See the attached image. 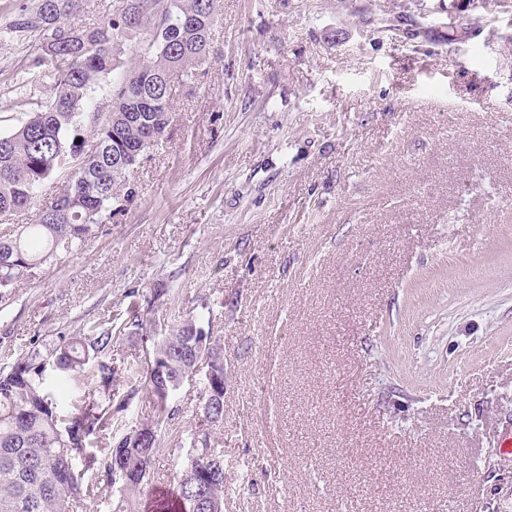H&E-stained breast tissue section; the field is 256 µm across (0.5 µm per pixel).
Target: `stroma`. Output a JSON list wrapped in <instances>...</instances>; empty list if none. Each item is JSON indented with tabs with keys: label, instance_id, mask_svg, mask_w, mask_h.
Returning <instances> with one entry per match:
<instances>
[{
	"label": "stroma",
	"instance_id": "1",
	"mask_svg": "<svg viewBox=\"0 0 512 512\" xmlns=\"http://www.w3.org/2000/svg\"><path fill=\"white\" fill-rule=\"evenodd\" d=\"M216 10L137 196L0 294V367L134 300L161 335L193 315L224 344V512H512V0ZM41 53L0 37V133L52 92ZM171 403L135 512L186 458L198 387Z\"/></svg>",
	"mask_w": 512,
	"mask_h": 512
}]
</instances>
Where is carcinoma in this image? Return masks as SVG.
<instances>
[{
  "label": "carcinoma",
  "mask_w": 512,
  "mask_h": 512,
  "mask_svg": "<svg viewBox=\"0 0 512 512\" xmlns=\"http://www.w3.org/2000/svg\"><path fill=\"white\" fill-rule=\"evenodd\" d=\"M73 0H40L36 10L21 13L0 36L36 33L44 55L33 71L55 70L53 94L36 102L34 112L18 128L0 133V217L34 210L13 239L0 240V291L7 292L49 260L78 253L94 236L84 223L90 214L104 217L114 204L135 195L130 171L145 150L147 131L160 143L170 123L171 79L192 74L191 66L206 56L217 12L216 0H119L114 13L94 27L69 20ZM142 30L139 62L112 85V113L103 124L90 120V94L97 80L115 71L131 32ZM87 138L98 142L84 155ZM78 161V169L50 205L37 207L44 185ZM152 325L131 302L129 319L114 327L102 321L84 334L60 336L35 344L0 368V512H130V497L148 485L145 468L160 448L161 428L179 408L156 396L172 389L199 365L210 371L202 389L207 405H199L197 421L187 434L190 453L177 475V489L155 495L152 512H204L224 504V469L197 477L191 460L224 462L217 421L204 413L224 403V347L191 316L166 336H155L152 353L162 374L147 384L144 367L112 358L113 329H132L141 336ZM97 381V396L62 400L55 383ZM153 403V415L126 428L116 427L119 413L139 391ZM125 475L114 497L112 472Z\"/></svg>",
  "instance_id": "obj_1"
}]
</instances>
